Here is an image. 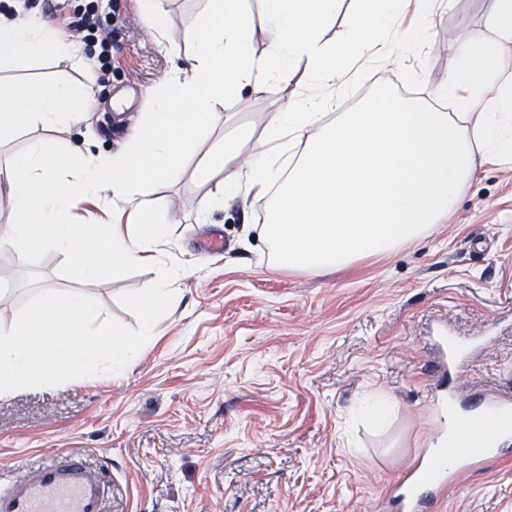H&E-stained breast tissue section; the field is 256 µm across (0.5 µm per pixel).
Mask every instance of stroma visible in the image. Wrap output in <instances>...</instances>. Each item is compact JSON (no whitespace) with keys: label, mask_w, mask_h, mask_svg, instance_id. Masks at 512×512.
Here are the masks:
<instances>
[{"label":"stroma","mask_w":512,"mask_h":512,"mask_svg":"<svg viewBox=\"0 0 512 512\" xmlns=\"http://www.w3.org/2000/svg\"><path fill=\"white\" fill-rule=\"evenodd\" d=\"M93 0H0V12L42 15L56 27ZM116 19L111 66L99 40L77 57L0 71V85L95 83L85 119L52 137L108 161L127 140L149 94L189 66L202 0H168L164 40L144 27L136 0H94ZM493 0H443L424 47L402 60L362 61L341 95L343 111L379 91L443 106L437 92L462 66L455 44L488 42ZM285 93L220 105L226 125L201 137L173 182L152 186L168 236L163 262L186 268L154 336L124 374L54 376L0 396V469L37 466L66 448L112 480L109 512H397L399 483L439 428L427 338L438 321L458 336L490 337L448 375L463 407L476 395L512 398V163L478 168L447 221L388 255L348 270L308 272L274 264L259 236L269 198L250 186L213 210L219 178L197 167L225 139L258 137ZM224 239L211 254L207 241ZM157 265L142 263L96 282L63 255L39 247L25 258L0 250V332L12 329L39 289L79 288L123 334L139 328L134 298ZM393 401L373 424L353 409L367 393ZM441 512H512V450L472 463L447 488Z\"/></svg>","instance_id":"obj_1"}]
</instances>
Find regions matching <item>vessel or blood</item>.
<instances>
[{
	"mask_svg": "<svg viewBox=\"0 0 512 512\" xmlns=\"http://www.w3.org/2000/svg\"><path fill=\"white\" fill-rule=\"evenodd\" d=\"M440 359L439 372L449 365H463V344L447 333L436 338ZM434 461L421 455L405 479L395 485L390 498L399 512H431L447 489L445 479L428 480L427 471ZM109 479L101 468L93 466L84 455L58 451L55 457L34 468H26L0 479V512H107Z\"/></svg>",
	"mask_w": 512,
	"mask_h": 512,
	"instance_id": "1",
	"label": "vessel or blood"
}]
</instances>
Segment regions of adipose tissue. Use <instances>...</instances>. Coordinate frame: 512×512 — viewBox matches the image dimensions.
<instances>
[{"instance_id":"obj_1","label":"adipose tissue","mask_w":512,"mask_h":512,"mask_svg":"<svg viewBox=\"0 0 512 512\" xmlns=\"http://www.w3.org/2000/svg\"><path fill=\"white\" fill-rule=\"evenodd\" d=\"M340 0H262L260 19L244 0H204L190 67L178 70L151 94L152 107L126 148L96 162L78 149L61 150L50 133L78 123L94 97L93 83L35 82L0 87V144L28 127L45 135L0 166L13 219L0 231V249L18 256L48 246L68 258L81 279L96 280L127 267L159 262L166 227L157 219L148 187L178 178L197 138L219 120L217 103L259 92L267 82L289 88L250 148L225 143L207 166L224 175L223 206L243 184L270 193L262 228L277 265L308 271L352 266L421 239L442 223L478 166L512 157V0H493L492 41L461 46V71L444 89L456 109L441 112L412 99L381 94L379 104L329 117L336 86L351 61L407 51L421 37L397 30L402 0H357L346 35L328 31ZM267 40L255 55L256 32ZM75 42L40 16L0 19V70L37 57L78 52ZM303 70L304 81L294 78ZM88 197L121 201L132 224H77L73 211ZM160 274L135 299L139 339L116 332L90 295L44 288L21 321L0 333V396L44 380L54 372L85 377L109 362L119 375L135 363L152 336L173 285L185 268L160 264ZM512 422L487 419L449 424L437 448L452 463L455 448L500 442Z\"/></svg>"}]
</instances>
